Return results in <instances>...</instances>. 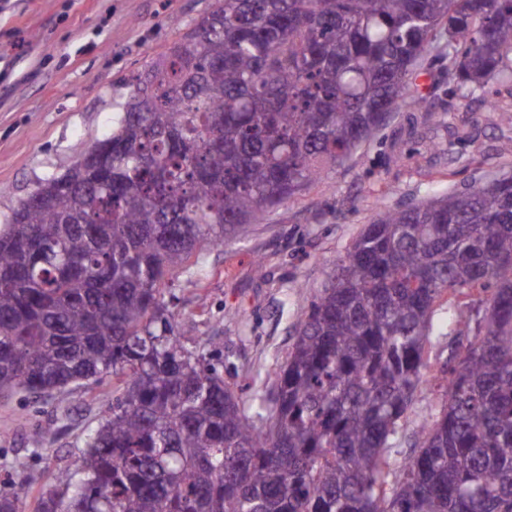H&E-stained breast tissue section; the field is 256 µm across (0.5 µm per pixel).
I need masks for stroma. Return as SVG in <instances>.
<instances>
[{"label":"stroma","instance_id":"stroma-1","mask_svg":"<svg viewBox=\"0 0 512 512\" xmlns=\"http://www.w3.org/2000/svg\"><path fill=\"white\" fill-rule=\"evenodd\" d=\"M214 3L0 0V225L36 183L72 165L76 144L111 135L127 81ZM409 99L344 166L241 237L203 250L200 276L175 277L169 308L223 346L227 381L273 373L337 259L377 212L512 176L511 79L456 91L447 59L431 53L409 81ZM111 391L107 381L50 399H0V472L22 459L24 491L38 489L79 456ZM439 408L432 391L416 394L396 466L408 464L414 432ZM51 417L49 444L29 445L32 428Z\"/></svg>","mask_w":512,"mask_h":512}]
</instances>
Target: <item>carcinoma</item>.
I'll list each match as a JSON object with an SVG mask.
<instances>
[{
  "mask_svg": "<svg viewBox=\"0 0 512 512\" xmlns=\"http://www.w3.org/2000/svg\"><path fill=\"white\" fill-rule=\"evenodd\" d=\"M441 31L448 83L512 76V0H215L130 82L109 166L80 145L21 201L0 228V398L115 379L36 512H512L511 176L379 212L249 398L164 301L197 250L406 106ZM445 296L460 330L431 375ZM432 386L440 409L396 470ZM22 505L0 493V512ZM439 408V399L429 389L416 394L407 413L405 442L402 443L400 448L396 449L393 457L395 467H404L408 464L413 452L414 432L419 429L424 419L437 413Z\"/></svg>",
  "mask_w": 512,
  "mask_h": 512,
  "instance_id": "obj_1",
  "label": "carcinoma"
}]
</instances>
